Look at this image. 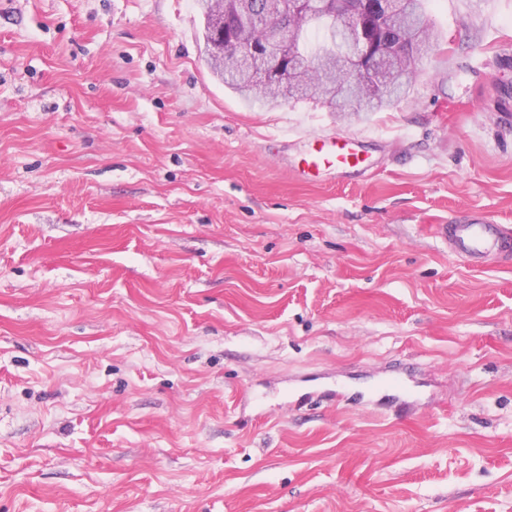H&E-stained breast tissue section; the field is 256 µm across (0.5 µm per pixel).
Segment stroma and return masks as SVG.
Instances as JSON below:
<instances>
[{
    "instance_id": "1",
    "label": "stroma",
    "mask_w": 512,
    "mask_h": 512,
    "mask_svg": "<svg viewBox=\"0 0 512 512\" xmlns=\"http://www.w3.org/2000/svg\"><path fill=\"white\" fill-rule=\"evenodd\" d=\"M381 112L242 99L193 0H0V512H512V0ZM366 168L302 178L311 141ZM411 369L415 392L386 382ZM448 247L472 263H479L491 252L505 258L512 255V235L501 224L482 217L458 224L442 225Z\"/></svg>"
}]
</instances>
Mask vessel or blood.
<instances>
[{"instance_id": "b4317fda", "label": "vessel or blood", "mask_w": 512, "mask_h": 512, "mask_svg": "<svg viewBox=\"0 0 512 512\" xmlns=\"http://www.w3.org/2000/svg\"><path fill=\"white\" fill-rule=\"evenodd\" d=\"M363 158L351 141L342 135H327L314 140L301 157L298 173L310 176L324 171L345 172L362 165ZM442 234L448 246L469 262L478 263L490 253L512 255V231L482 217L464 223L446 224Z\"/></svg>"}]
</instances>
